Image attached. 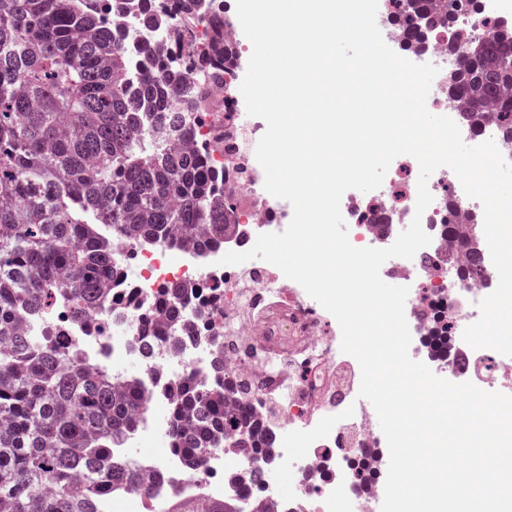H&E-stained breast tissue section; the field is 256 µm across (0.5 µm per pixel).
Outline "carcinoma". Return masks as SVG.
Instances as JSON below:
<instances>
[{
	"instance_id": "obj_1",
	"label": "carcinoma",
	"mask_w": 512,
	"mask_h": 512,
	"mask_svg": "<svg viewBox=\"0 0 512 512\" xmlns=\"http://www.w3.org/2000/svg\"><path fill=\"white\" fill-rule=\"evenodd\" d=\"M137 25L169 23L156 0H139ZM183 15L202 21L206 0H179ZM448 4L404 0L395 20L411 44L452 21ZM136 85L126 81V53L112 27L85 0H0V512H100L114 486L138 489L130 460L114 461L115 444L134 431L137 385L118 391L107 367L88 368L81 352L52 332L22 334L26 313L48 314L69 303L79 321L109 305L112 235L174 241L189 227L213 229L224 243L234 206L223 201L227 174L210 166L209 144L181 142L193 132L185 108L200 87L154 45ZM234 46L216 27L196 52V67L213 81L232 77ZM450 87L476 120L499 104L503 135L512 140V26L473 42ZM154 314L202 325L174 286ZM209 385L179 382L171 412L170 449L198 469L227 430L252 434L266 454L273 437L238 404L224 405V357ZM178 512H244L231 501L181 502Z\"/></svg>"
}]
</instances>
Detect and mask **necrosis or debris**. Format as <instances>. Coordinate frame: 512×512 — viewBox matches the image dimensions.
<instances>
[{"mask_svg": "<svg viewBox=\"0 0 512 512\" xmlns=\"http://www.w3.org/2000/svg\"><path fill=\"white\" fill-rule=\"evenodd\" d=\"M129 4L130 0H100L99 6L106 17L121 19L112 34L127 50L134 82L150 66L141 53L143 42H153L196 82L200 75L192 53L195 42L217 23L223 24L227 40L235 38L233 23H221L219 16H210L205 25L188 21L176 12L177 0H159L171 20L161 29L144 32L128 22ZM397 12L394 0H382L376 22L386 44L398 55L437 67L428 106L447 109L462 136L494 139L512 162V141L504 140L499 131V112L490 107L478 121L464 122L465 107L448 87V78L458 69L469 43L487 37L494 26L512 23V0H459L453 23L435 28L421 48L407 44L404 30L394 20ZM207 90L210 110L235 114L233 122L204 127L212 158L228 166L248 165L251 144L262 135L260 127L238 119L239 99L226 93L223 83L209 82ZM415 164L414 157L399 156L374 195H343L349 241L358 248H386L413 218H420L430 244L414 258H392L381 267L382 273L409 281L415 288L405 303L412 338L419 340L443 378L512 395V356L472 348L463 339L466 327L480 317V301L497 286L485 278L495 269L486 239L469 245L458 231L464 224L483 223V206L466 195L453 170L443 167L428 183L432 204L423 216H416L417 186L401 179L405 169ZM224 191L235 201L236 225L223 247L205 252L184 240L169 244L115 237L113 250L119 259L112 268L108 309L77 323L61 300L52 316L27 319L25 328L33 333L56 328L60 342L76 345L85 362L108 366L116 381L137 380L144 413L129 441L133 447L167 434L175 386L186 377L209 383L210 362L216 353H223L226 381L233 386L247 383L248 408L275 431L272 459L261 462L229 442L211 449L196 471L169 451L140 454L134 459L140 473L164 474V482L147 492L111 491L102 512H166L175 494L201 502L233 498L244 512L256 498L272 502L275 512H339L351 502L360 512H380L385 492L380 475L389 460L388 445L369 428L371 405L348 391L347 374L359 371L360 365L342 352V333L332 314L274 265L220 262L224 252L248 250L259 234L274 232L282 201L254 175L228 180ZM449 267L464 271V279L448 284L441 272ZM171 285L188 289L191 309H204V327L176 335L161 320L142 323V309ZM146 336L153 338L155 347L148 361L141 355ZM217 336L223 339L219 348L213 343ZM344 417L351 418L355 433L353 461L345 466L336 462L339 435L331 430ZM272 465L288 475L290 491H281L270 481L267 472ZM357 469L362 472L358 480L353 477Z\"/></svg>", "mask_w": 512, "mask_h": 512, "instance_id": "obj_1", "label": "necrosis or debris"}]
</instances>
